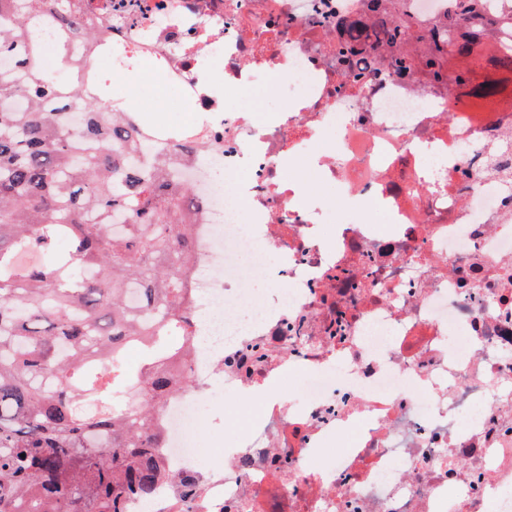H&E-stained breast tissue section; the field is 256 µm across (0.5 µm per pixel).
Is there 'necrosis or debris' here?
Returning <instances> with one entry per match:
<instances>
[{
    "instance_id": "4bbe7bcc",
    "label": "necrosis or debris",
    "mask_w": 512,
    "mask_h": 512,
    "mask_svg": "<svg viewBox=\"0 0 512 512\" xmlns=\"http://www.w3.org/2000/svg\"><path fill=\"white\" fill-rule=\"evenodd\" d=\"M81 2L112 37L113 111L132 80L205 116L153 139L196 217L191 384L155 409L191 512H512V94L342 64L336 21L365 0ZM29 41L48 75L87 54L46 22ZM269 78L287 111L235 107ZM297 155L328 193L287 185ZM222 384L259 415L202 469Z\"/></svg>"
}]
</instances>
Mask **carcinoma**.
<instances>
[{
	"label": "carcinoma",
	"mask_w": 512,
	"mask_h": 512,
	"mask_svg": "<svg viewBox=\"0 0 512 512\" xmlns=\"http://www.w3.org/2000/svg\"><path fill=\"white\" fill-rule=\"evenodd\" d=\"M366 2L371 28L349 29L360 48L384 43L390 72L417 67L434 81L452 61L456 82L471 86L462 63L474 54L467 28L480 0H455L438 34L414 33L412 54L401 46L404 19L387 0ZM34 14L67 41L105 42L79 0H0V52L23 41ZM94 59L81 65L73 96L83 109L77 127L69 113L41 107L73 74L41 76L32 48L18 72L0 73V512H125L129 497L149 504L163 482L183 498L196 488L195 475L158 459L163 436L152 417L188 384L172 365L193 344L185 274L194 217L170 207L187 188L166 160L133 161L152 126L134 112L102 111L109 91ZM21 95L30 104L16 112ZM133 345L151 354L138 372L125 362Z\"/></svg>",
	"instance_id": "cac0c4a2"
}]
</instances>
